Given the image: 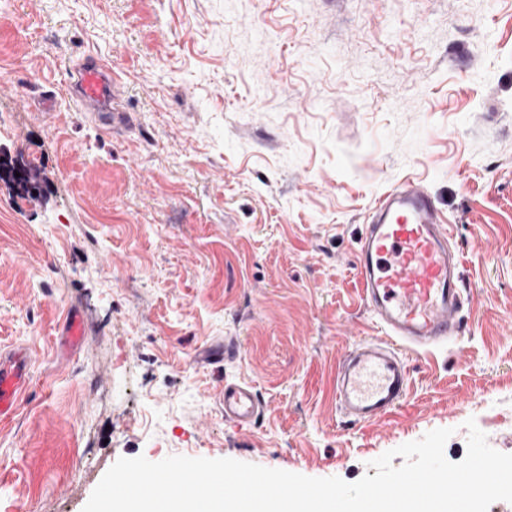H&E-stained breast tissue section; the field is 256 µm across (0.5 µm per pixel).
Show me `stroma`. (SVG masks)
Returning <instances> with one entry per match:
<instances>
[{"mask_svg":"<svg viewBox=\"0 0 512 512\" xmlns=\"http://www.w3.org/2000/svg\"><path fill=\"white\" fill-rule=\"evenodd\" d=\"M88 55L122 72L108 129L65 90ZM409 178L455 227L463 330L406 351L403 405L357 423L333 381L380 333L358 240ZM20 348L0 512H83L122 457L354 482L439 428L462 461L470 419L512 454V0H0V352ZM231 382L250 425L224 420ZM261 413L259 404L249 387L224 386V420L234 425L252 422Z\"/></svg>","mask_w":512,"mask_h":512,"instance_id":"obj_1","label":"stroma"}]
</instances>
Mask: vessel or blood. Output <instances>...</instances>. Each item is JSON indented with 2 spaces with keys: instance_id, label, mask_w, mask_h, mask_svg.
<instances>
[{
  "instance_id": "1",
  "label": "vessel or blood",
  "mask_w": 512,
  "mask_h": 512,
  "mask_svg": "<svg viewBox=\"0 0 512 512\" xmlns=\"http://www.w3.org/2000/svg\"><path fill=\"white\" fill-rule=\"evenodd\" d=\"M119 75L89 57L69 85L82 110L112 124V91ZM446 224L425 186L407 180L380 195L369 213L359 252L366 304L383 330L361 340L336 374V406L357 422L390 414L406 399L409 374L401 349L425 351L459 336L464 294L459 252L450 250ZM27 355L0 354V418L18 409L28 380ZM260 413L249 387L224 388V420L252 422Z\"/></svg>"
}]
</instances>
